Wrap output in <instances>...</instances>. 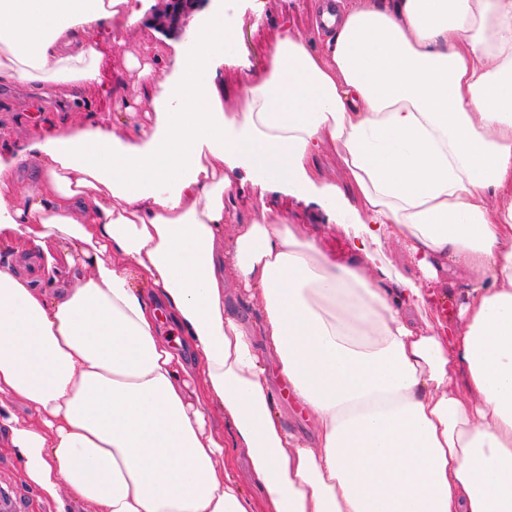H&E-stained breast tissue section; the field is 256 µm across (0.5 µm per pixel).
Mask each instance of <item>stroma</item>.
Masks as SVG:
<instances>
[{
    "instance_id": "1",
    "label": "stroma",
    "mask_w": 512,
    "mask_h": 512,
    "mask_svg": "<svg viewBox=\"0 0 512 512\" xmlns=\"http://www.w3.org/2000/svg\"><path fill=\"white\" fill-rule=\"evenodd\" d=\"M312 0H237L230 21L238 30V40L224 58V101L239 99L247 85L264 74L267 47L280 35L284 23H291L293 32L312 39L310 4ZM160 0H148L137 22L128 28L113 26L99 37L104 56L101 61L102 83L85 89L49 90L41 112L30 111L29 92L15 86L0 84V155L8 156L23 148L40 127L64 125L70 121L72 109L78 108L99 121L113 115L121 120L123 133H139L151 101L146 95L136 69L125 63L126 56L139 55L144 43L158 47L156 66L164 71L174 67V46L180 38L159 22ZM288 205L295 211L297 222L308 234L316 236L323 249L341 254L342 232L338 226H327L320 207L288 200L279 194L248 188L241 210ZM267 375L272 383L278 409L289 429L302 439H311L314 427L301 405L288 394L281 380L275 358L267 360ZM0 512H51L49 505L39 501L36 492L23 480L22 469L13 449L0 447Z\"/></svg>"
}]
</instances>
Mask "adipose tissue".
<instances>
[{
  "label": "adipose tissue",
  "instance_id": "obj_1",
  "mask_svg": "<svg viewBox=\"0 0 512 512\" xmlns=\"http://www.w3.org/2000/svg\"><path fill=\"white\" fill-rule=\"evenodd\" d=\"M138 3L0 0V81L99 84V34ZM313 11L319 48L284 29L232 111L219 8L170 74L151 47L128 58L156 92L136 139L75 120L0 159V245L39 272L0 264V442L54 512H512V0ZM328 143L348 187L320 180ZM240 175L320 196L347 260L285 206L225 238ZM389 240L426 280L465 275L458 323L426 319L434 293L384 260ZM233 286L261 298L259 328L229 312ZM269 356L315 444L276 411Z\"/></svg>",
  "mask_w": 512,
  "mask_h": 512
}]
</instances>
